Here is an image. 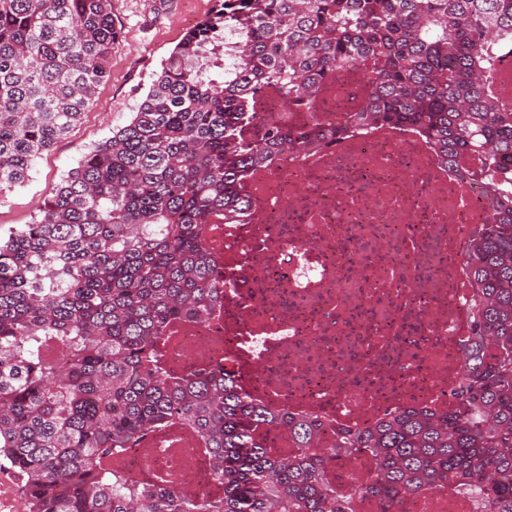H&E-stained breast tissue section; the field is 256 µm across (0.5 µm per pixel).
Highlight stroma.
Instances as JSON below:
<instances>
[{
	"label": "stroma",
	"mask_w": 512,
	"mask_h": 512,
	"mask_svg": "<svg viewBox=\"0 0 512 512\" xmlns=\"http://www.w3.org/2000/svg\"><path fill=\"white\" fill-rule=\"evenodd\" d=\"M153 2L112 0L121 37L112 49L110 76L80 123L36 160L28 181L0 196V226L31 223L82 154L128 123L190 22L200 21L213 5V0H169L157 13Z\"/></svg>",
	"instance_id": "stroma-1"
}]
</instances>
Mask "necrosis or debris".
Wrapping results in <instances>:
<instances>
[{
  "instance_id": "obj_1",
  "label": "necrosis or debris",
  "mask_w": 512,
  "mask_h": 512,
  "mask_svg": "<svg viewBox=\"0 0 512 512\" xmlns=\"http://www.w3.org/2000/svg\"><path fill=\"white\" fill-rule=\"evenodd\" d=\"M315 110L265 95V120L305 125L344 119L368 91L360 73L334 75ZM245 223L217 221L209 246L224 275L214 315L181 324L168 344L175 373L220 359L243 392L269 410L311 413L321 446L340 426L367 427L409 406L447 410L470 335L466 243L488 203L446 170L426 140L372 128L317 153H283L247 176ZM194 437L126 449L129 476L170 473L214 490ZM399 512H473L468 499L428 492Z\"/></svg>"
}]
</instances>
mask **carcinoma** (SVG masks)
<instances>
[{
    "label": "carcinoma",
    "mask_w": 512,
    "mask_h": 512,
    "mask_svg": "<svg viewBox=\"0 0 512 512\" xmlns=\"http://www.w3.org/2000/svg\"><path fill=\"white\" fill-rule=\"evenodd\" d=\"M121 35L112 0H0V193L80 122ZM512 49V0H214L162 62L129 122L90 148L40 210L0 234V459L29 512H355L434 487L474 512H512V112L488 89ZM369 87L346 122L250 133L265 87L309 100L338 70ZM407 126L480 186L490 222L466 256L471 336L448 412L407 407L367 428L282 416L215 364L173 375L178 320L210 317L222 290L207 226L250 208L237 184L282 152L351 128ZM284 428L295 452L268 448ZM199 437L216 491L155 472L136 484L125 449ZM342 453L365 479L329 478Z\"/></svg>",
    "instance_id": "obj_1"
}]
</instances>
